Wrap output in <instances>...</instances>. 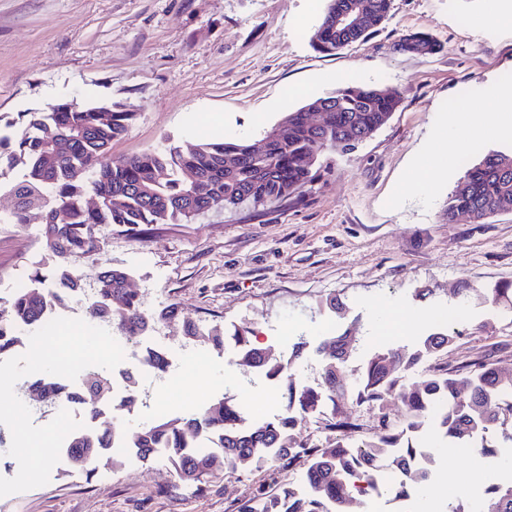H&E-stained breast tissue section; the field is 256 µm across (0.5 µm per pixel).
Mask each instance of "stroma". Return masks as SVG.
Segmentation results:
<instances>
[{"label": "stroma", "instance_id": "obj_1", "mask_svg": "<svg viewBox=\"0 0 512 512\" xmlns=\"http://www.w3.org/2000/svg\"><path fill=\"white\" fill-rule=\"evenodd\" d=\"M326 0H0V116L61 99H111L135 118L114 140L113 157L161 150L203 137L261 142L265 130L301 106L305 86L325 96L349 79L397 88L401 103L386 125L356 149L329 154L320 177L299 196L231 212L213 207L189 224H143L99 230L98 253L74 260L47 253L42 224L7 223L13 207L0 195V277L42 266L73 267L92 281L119 266L152 307L177 304L202 327L232 325L281 353L298 336L319 342L327 330L351 329L365 358L376 341L410 351L429 328V313L460 316V348L405 374L422 380L431 365L454 366L465 355L492 352L512 373V326L486 304L463 303L457 288L512 281V210L483 224H445L441 214L464 174V162L512 144L495 127L512 110V0H392L377 31L333 55L315 52L310 35ZM421 31L436 53L397 50ZM486 127L479 139L474 126ZM469 139L448 152V134ZM429 181L418 191L421 170ZM427 298H417L419 289ZM334 297L341 312L323 309ZM81 345L66 354L67 339ZM46 362L72 365L108 346L88 322L42 331ZM181 380L144 377L167 413L201 408L224 394L243 396L246 424L283 406V382L247 385L232 348L201 346ZM28 360L0 370V512H238L255 488L298 484L305 462L275 471L217 475L204 490L171 477L160 463L104 468L94 477L61 464L58 441L77 420L23 423L27 408L15 384ZM430 450V484L407 501L366 498L364 512H447L460 498L478 499L512 470V442L495 454Z\"/></svg>", "mask_w": 512, "mask_h": 512}]
</instances>
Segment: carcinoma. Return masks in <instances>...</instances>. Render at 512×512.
Listing matches in <instances>:
<instances>
[{
    "instance_id": "1",
    "label": "carcinoma",
    "mask_w": 512,
    "mask_h": 512,
    "mask_svg": "<svg viewBox=\"0 0 512 512\" xmlns=\"http://www.w3.org/2000/svg\"><path fill=\"white\" fill-rule=\"evenodd\" d=\"M363 3L360 27L336 29V14L350 4ZM392 0H326V8L310 37L313 49L332 55L363 40L389 17ZM401 102L400 92L390 86L345 84L329 96L307 100L288 113V138L272 142L266 155L257 157L247 139L202 138L163 150L114 158L112 141L129 129L134 113L123 111L118 102H72L59 100L35 112H22L18 119L0 126V176L17 171L10 182L14 209L10 221L27 223L29 213L44 215L45 248L57 253L65 248L73 258L94 252L99 246L101 226L122 225L130 230L141 224H178L205 214L215 197L229 210L265 206L289 198L312 183L315 165L325 153L344 154L356 147L358 136L370 139L392 117ZM332 112L325 126L309 122V114ZM234 155L238 167L224 171V158ZM198 171L200 181L191 186L186 170ZM464 189L448 200L442 221L481 223L512 204V151H492L479 163L466 167ZM98 197L91 209L84 204L87 194ZM62 288L43 292L46 275L35 267L29 273V291L0 299V356L21 347L22 330L37 328L44 308L53 301H80L89 320L112 333L137 338L155 326L177 325L188 344H206L221 352L225 344L236 347L239 372L256 381H288L283 393L284 408L257 427L240 423L242 403L224 396L204 409L186 408L177 416L156 417L123 434L139 458L146 463L165 462L180 480L193 476L201 487L213 470L235 473L277 469L304 449L310 490L302 494L289 484L273 493L260 488L242 502L239 512H360L362 496L378 492L376 464L384 462L402 475V480L385 488V493L403 499L416 486L429 480V471L416 467L412 459L431 435L452 444L469 442L474 434L501 430L512 440V376L501 375L496 364L478 353L457 367H435L417 384L400 382V374L440 353L461 345L462 332L455 328L428 332L417 337L410 353L382 346L356 370L355 383L346 384L348 362L358 349L359 339L344 332L328 336L317 346L301 336L288 355L273 356L253 341L243 328L215 326L203 331L180 314L176 304L144 309L141 295L127 287L128 271L108 267L89 288L69 267L53 272ZM456 295L474 297L493 304H507L512 312V284L506 283L487 295L477 288H457ZM33 370L23 381L26 388L40 392L30 415L38 420L56 415L62 399L87 402L93 418L109 401L112 376L87 370L80 383L63 376H47L38 345L28 346ZM315 356L321 366V383L295 386L297 361ZM157 376L169 372L164 350L140 347L134 365L125 373L127 397L114 406L117 414L131 415L148 406L149 392L141 388V369ZM441 400L443 411L434 414L431 405ZM400 403L404 424L391 418L387 408ZM378 409L375 432L368 441L352 443L349 423L341 418L348 404ZM326 417L339 437L320 448L308 445L302 431L306 418ZM115 431L104 422L88 432L66 437L72 467L88 477L99 467L117 465L111 458ZM207 434L214 451H194L197 437ZM451 512H512V482H491L473 506L461 499Z\"/></svg>"
}]
</instances>
